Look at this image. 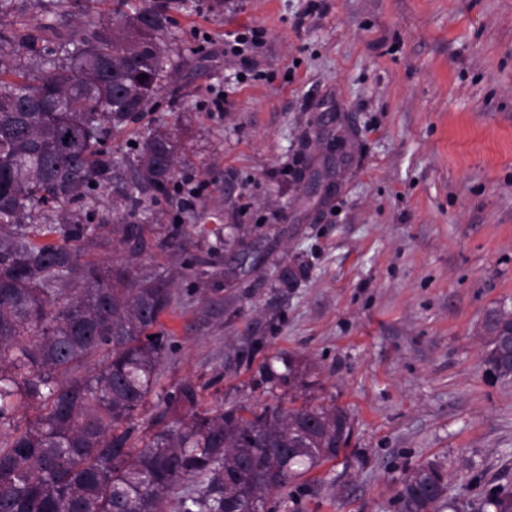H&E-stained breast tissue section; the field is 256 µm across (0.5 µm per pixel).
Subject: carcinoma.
Here are the masks:
<instances>
[{
	"label": "carcinoma",
	"instance_id": "obj_1",
	"mask_svg": "<svg viewBox=\"0 0 512 512\" xmlns=\"http://www.w3.org/2000/svg\"><path fill=\"white\" fill-rule=\"evenodd\" d=\"M93 2L55 0L46 16L0 27V512H262L270 494L305 490V476L348 447L352 424L334 405L202 410L189 381L139 423L170 349L160 318L177 303L174 281L81 261L95 229L70 207L89 209L127 167L112 244L149 247L139 214L167 197L176 140L150 128L131 156L108 142L157 109L174 74L164 44L173 19L156 0L107 15ZM37 208L45 223H26ZM483 328L485 363L511 379L512 309L488 311ZM99 354L98 368L79 373ZM261 369L270 383L303 386L291 354ZM25 401L39 409L23 426ZM447 491L444 462L420 463L400 512H438ZM478 510L512 512V493L494 488Z\"/></svg>",
	"mask_w": 512,
	"mask_h": 512
}]
</instances>
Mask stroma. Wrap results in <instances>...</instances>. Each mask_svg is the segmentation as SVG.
Returning <instances> with one entry per match:
<instances>
[{
    "instance_id": "obj_1",
    "label": "stroma",
    "mask_w": 512,
    "mask_h": 512,
    "mask_svg": "<svg viewBox=\"0 0 512 512\" xmlns=\"http://www.w3.org/2000/svg\"><path fill=\"white\" fill-rule=\"evenodd\" d=\"M173 20L178 73L137 128L172 124L180 188L140 214L153 247L136 266L210 265L161 319L174 349L147 412L184 381L210 409H345L348 448L268 512H398L402 479L434 458L459 512L512 491V380L482 337L489 309L512 308V0H185ZM252 28L258 46L225 54ZM336 136L333 189L309 197ZM241 242L261 259L226 274ZM297 259L305 279L279 287ZM277 352L306 363L305 389L261 381ZM263 32L259 29H248L232 35V40L224 41V52L233 56H241L245 51L261 42Z\"/></svg>"
}]
</instances>
